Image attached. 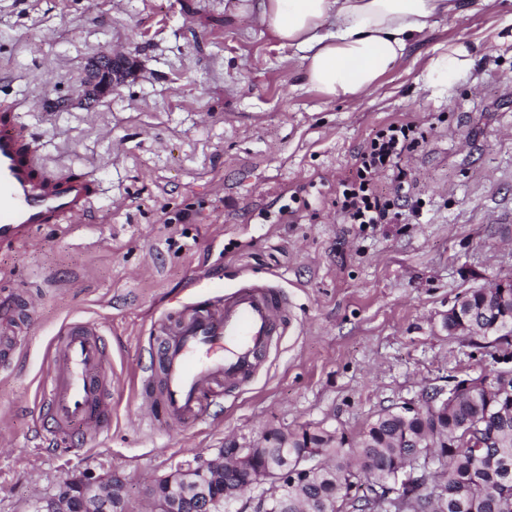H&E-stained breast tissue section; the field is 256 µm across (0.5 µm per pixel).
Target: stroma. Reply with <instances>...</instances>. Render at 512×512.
<instances>
[{
  "label": "stroma",
  "instance_id": "obj_1",
  "mask_svg": "<svg viewBox=\"0 0 512 512\" xmlns=\"http://www.w3.org/2000/svg\"><path fill=\"white\" fill-rule=\"evenodd\" d=\"M235 0H0V99L50 175L90 173L98 224H47L0 249V295L20 340L0 365V512H33L62 480H120L135 512L182 460L267 430L324 424L356 435L380 411L421 403L473 372L444 319L466 289L512 278V0L437 18L367 99L331 100L298 54L240 18ZM474 66L428 82L433 59ZM131 68L89 102L88 69ZM53 59L45 71L44 59ZM423 122L407 153L408 204L392 224H347L336 190L381 126ZM246 282L275 287L290 319L256 377L178 426L146 413L157 324ZM38 297L32 309L28 298ZM95 327L109 421L54 430L43 389L68 324ZM474 56L466 45H458L447 54H442L429 65L430 84H448L462 72L471 69Z\"/></svg>",
  "mask_w": 512,
  "mask_h": 512
}]
</instances>
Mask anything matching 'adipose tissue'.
<instances>
[{"label": "adipose tissue", "mask_w": 512, "mask_h": 512, "mask_svg": "<svg viewBox=\"0 0 512 512\" xmlns=\"http://www.w3.org/2000/svg\"><path fill=\"white\" fill-rule=\"evenodd\" d=\"M452 0H239L237 12L300 53L323 95L363 98Z\"/></svg>", "instance_id": "obj_1"}]
</instances>
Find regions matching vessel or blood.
I'll return each instance as SVG.
<instances>
[{
  "instance_id": "b4317fda",
  "label": "vessel or blood",
  "mask_w": 512,
  "mask_h": 512,
  "mask_svg": "<svg viewBox=\"0 0 512 512\" xmlns=\"http://www.w3.org/2000/svg\"><path fill=\"white\" fill-rule=\"evenodd\" d=\"M16 109V102L0 101V248L28 241L32 228L42 224L99 220L94 179L76 173L46 175L34 160L31 136L18 124ZM286 312L276 289L250 283L168 327L159 354L167 417L176 423L196 421L205 399L226 387L248 385L283 327ZM105 355L94 329L64 328L54 346L55 370L46 394L56 428L82 420L90 436L104 431L105 420L94 415L102 401L94 373Z\"/></svg>"
}]
</instances>
